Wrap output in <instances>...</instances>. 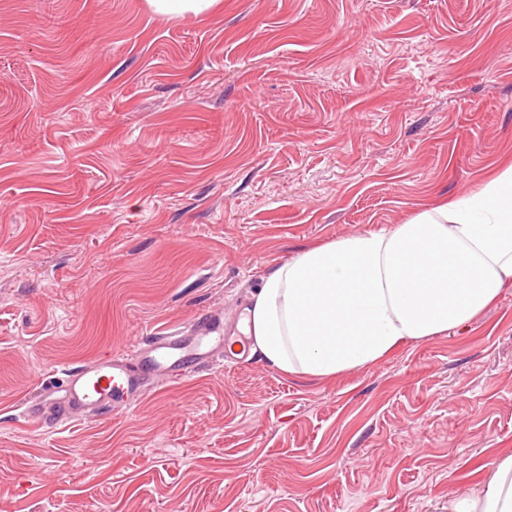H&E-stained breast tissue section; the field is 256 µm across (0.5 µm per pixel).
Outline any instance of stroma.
<instances>
[{
  "mask_svg": "<svg viewBox=\"0 0 512 512\" xmlns=\"http://www.w3.org/2000/svg\"><path fill=\"white\" fill-rule=\"evenodd\" d=\"M512 160V0H0V512H449L512 455V286L330 378L257 357L23 417L49 372ZM154 12L169 19L179 18L185 13L201 14L216 7L220 0H147Z\"/></svg>",
  "mask_w": 512,
  "mask_h": 512,
  "instance_id": "stroma-1",
  "label": "stroma"
}]
</instances>
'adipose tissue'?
<instances>
[{
	"label": "adipose tissue",
	"instance_id": "adipose-tissue-1",
	"mask_svg": "<svg viewBox=\"0 0 512 512\" xmlns=\"http://www.w3.org/2000/svg\"><path fill=\"white\" fill-rule=\"evenodd\" d=\"M512 285V162L405 223L302 249L262 277L243 334L272 369L331 377L467 325ZM454 512H512V456Z\"/></svg>",
	"mask_w": 512,
	"mask_h": 512
}]
</instances>
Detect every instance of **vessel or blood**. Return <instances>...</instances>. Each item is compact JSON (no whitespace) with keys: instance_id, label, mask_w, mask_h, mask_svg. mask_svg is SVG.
<instances>
[{"instance_id":"vessel-or-blood-1","label":"vessel or blood","mask_w":512,"mask_h":512,"mask_svg":"<svg viewBox=\"0 0 512 512\" xmlns=\"http://www.w3.org/2000/svg\"><path fill=\"white\" fill-rule=\"evenodd\" d=\"M236 324L199 318L189 330L162 333L129 354L108 353L57 372L42 384V398L27 407L37 424L63 423L106 414L110 405L133 400L158 380L175 381L224 354Z\"/></svg>"}]
</instances>
